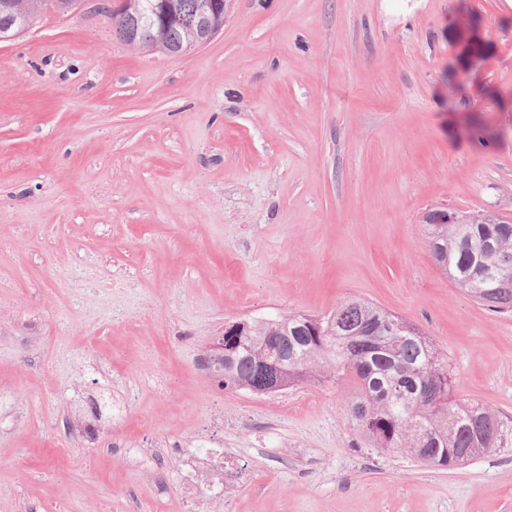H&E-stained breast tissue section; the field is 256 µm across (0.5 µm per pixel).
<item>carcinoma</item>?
<instances>
[{"instance_id": "carcinoma-1", "label": "carcinoma", "mask_w": 512, "mask_h": 512, "mask_svg": "<svg viewBox=\"0 0 512 512\" xmlns=\"http://www.w3.org/2000/svg\"><path fill=\"white\" fill-rule=\"evenodd\" d=\"M111 14L120 38L148 41L157 32L151 4ZM201 0H168L178 16L194 14ZM194 38L174 23L165 30L176 49ZM426 245L438 267L489 310L512 312V223L436 224L424 216ZM250 329L224 335L236 347L224 364V389L244 382L262 389L269 362L283 365L288 386L342 378L355 390L348 415L360 436L384 452L407 453L418 462L454 469L503 447L508 429L497 413L456 397L448 357L421 328L362 299L322 315L286 312L251 320Z\"/></svg>"}]
</instances>
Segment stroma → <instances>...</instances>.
I'll list each match as a JSON object with an SVG mask.
<instances>
[{
  "label": "stroma",
  "mask_w": 512,
  "mask_h": 512,
  "mask_svg": "<svg viewBox=\"0 0 512 512\" xmlns=\"http://www.w3.org/2000/svg\"><path fill=\"white\" fill-rule=\"evenodd\" d=\"M102 3L0 42V512H194L150 449L196 450L218 412L249 471L203 512H512V440L437 470L363 442L343 380L199 371L226 322L357 296L512 422V314L422 228L512 217V0H232L179 56L127 46Z\"/></svg>",
  "instance_id": "obj_1"
}]
</instances>
